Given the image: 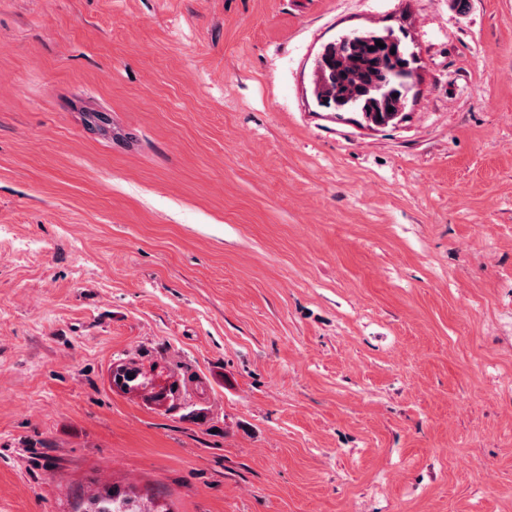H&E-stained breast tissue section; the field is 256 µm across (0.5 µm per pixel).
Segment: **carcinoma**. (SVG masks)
I'll list each match as a JSON object with an SVG mask.
<instances>
[{
  "label": "carcinoma",
  "mask_w": 512,
  "mask_h": 512,
  "mask_svg": "<svg viewBox=\"0 0 512 512\" xmlns=\"http://www.w3.org/2000/svg\"><path fill=\"white\" fill-rule=\"evenodd\" d=\"M382 42L385 47L376 46ZM415 59L394 31L349 33L325 45L315 62L314 95L318 104L340 116L354 112L370 127H388L402 118L410 93ZM393 111H388V108ZM137 368L118 366L116 386L130 390L142 385ZM88 502L96 512H170L155 499L134 489L112 487Z\"/></svg>",
  "instance_id": "1"
}]
</instances>
